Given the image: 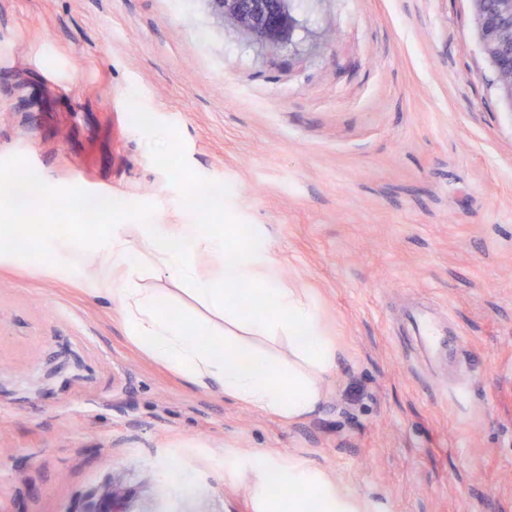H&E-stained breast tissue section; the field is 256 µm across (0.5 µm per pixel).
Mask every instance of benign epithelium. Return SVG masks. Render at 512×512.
<instances>
[{"label":"benign epithelium","instance_id":"7a95c632","mask_svg":"<svg viewBox=\"0 0 512 512\" xmlns=\"http://www.w3.org/2000/svg\"><path fill=\"white\" fill-rule=\"evenodd\" d=\"M222 22L247 34L258 46L293 45L298 20L289 0H208ZM475 21L482 52L491 61L499 89L512 104V0H474ZM128 489L112 480L90 512H131Z\"/></svg>","mask_w":512,"mask_h":512}]
</instances>
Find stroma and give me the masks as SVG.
Listing matches in <instances>:
<instances>
[{"instance_id":"stroma-1","label":"stroma","mask_w":512,"mask_h":512,"mask_svg":"<svg viewBox=\"0 0 512 512\" xmlns=\"http://www.w3.org/2000/svg\"><path fill=\"white\" fill-rule=\"evenodd\" d=\"M292 7L269 49L208 0H0V173L40 174L73 233L98 197L113 224L262 228L337 351L286 419L143 355L117 303L0 265V512H90L116 477L132 512H258L259 455L368 512H512V105L474 2ZM204 184L223 209H196ZM421 305L455 364L408 333ZM166 309L219 321L174 288Z\"/></svg>"}]
</instances>
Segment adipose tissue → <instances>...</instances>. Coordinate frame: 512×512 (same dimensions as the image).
<instances>
[{
  "label": "adipose tissue",
  "mask_w": 512,
  "mask_h": 512,
  "mask_svg": "<svg viewBox=\"0 0 512 512\" xmlns=\"http://www.w3.org/2000/svg\"><path fill=\"white\" fill-rule=\"evenodd\" d=\"M47 200L46 188H39L26 196L16 223L0 225V251L8 260L47 259L51 276L75 282L92 298L118 300L134 345L196 387H220L237 401L288 419L318 407V377L335 369L336 346L315 308L271 275V244L255 227H240L241 243L230 248L211 224L144 220L112 225L103 236H72L49 221ZM89 253L101 258L96 268L82 262ZM202 254L220 262L212 276L199 270ZM159 276L229 323L223 345L203 343L165 312L163 289L145 285ZM260 341L286 342L289 361L261 357ZM251 473L266 512H360L355 497L296 463L272 464L259 456Z\"/></svg>",
  "instance_id": "obj_1"
}]
</instances>
